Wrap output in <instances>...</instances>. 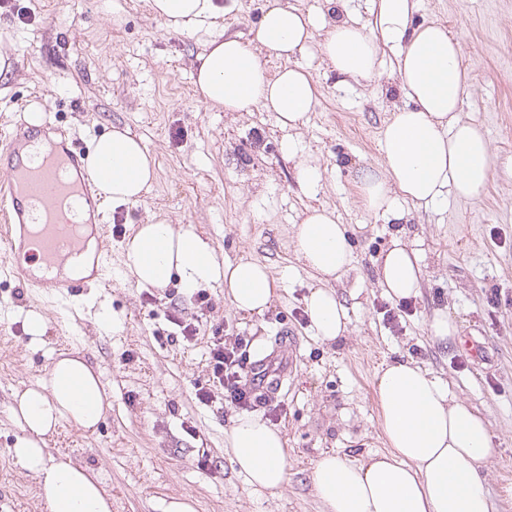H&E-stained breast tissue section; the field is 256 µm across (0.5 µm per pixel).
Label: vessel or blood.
Here are the masks:
<instances>
[{
	"label": "vessel or blood",
	"instance_id": "1",
	"mask_svg": "<svg viewBox=\"0 0 512 512\" xmlns=\"http://www.w3.org/2000/svg\"><path fill=\"white\" fill-rule=\"evenodd\" d=\"M33 137L23 125H16L0 141V244L11 261L22 253L37 256L44 270H53L73 250L79 249L82 237L73 225L58 223V206L71 198L93 204L91 176L83 167V152L77 141L62 144L57 150L34 157L29 149ZM99 242L94 257L93 275L105 281L108 273L109 227L96 225ZM48 287L58 298L70 299L83 293L85 280L48 279ZM296 340L279 335L269 354L250 367V388L259 396L279 393L295 368Z\"/></svg>",
	"mask_w": 512,
	"mask_h": 512
}]
</instances>
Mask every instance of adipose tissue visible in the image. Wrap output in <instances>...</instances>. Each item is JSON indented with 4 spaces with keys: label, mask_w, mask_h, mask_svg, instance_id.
Here are the masks:
<instances>
[{
    "label": "adipose tissue",
    "mask_w": 512,
    "mask_h": 512,
    "mask_svg": "<svg viewBox=\"0 0 512 512\" xmlns=\"http://www.w3.org/2000/svg\"><path fill=\"white\" fill-rule=\"evenodd\" d=\"M371 24L350 16V0L311 13L270 0L255 39L285 65L269 73L248 44L220 36L195 58L194 85L205 105L227 112L259 108L276 113L282 127L301 128L315 100L312 79L291 59L318 42L325 60L345 83L380 75L386 54L407 100L382 132L380 168L361 170L364 208L389 224H405L415 207L447 197L468 200L486 186L493 169L481 128L462 119L465 72L461 47L435 22L414 24L419 0H370ZM151 11L171 29L204 26L218 16L213 0H150ZM99 197L140 201L156 178L140 139L115 130L95 139L86 157ZM304 264L324 285L311 292L307 312L319 340L331 343L347 330V310L332 284L353 268L347 228L333 210L309 209L295 230ZM127 273L141 288H166L180 276L185 293L223 282L231 304L260 313L274 295L265 265L252 260L219 262L212 244L190 229L163 221L140 225L125 244ZM424 254L392 240L377 264L378 288L389 298L420 296ZM379 425L386 452L352 463L334 455L316 462L312 481L329 512H491L482 462L497 454L487 421L461 402L448 383L411 361L385 366L376 375ZM112 406L101 373L78 353L56 357L47 374L15 390L10 413L21 433L10 455L32 473L49 512H112V500L96 473L65 456L50 455L44 438L61 422L95 431ZM236 473L254 490L280 489L288 480L284 440L260 418L241 414L224 429Z\"/></svg>",
    "instance_id": "obj_1"
}]
</instances>
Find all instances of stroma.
<instances>
[{
	"label": "stroma",
	"instance_id": "1",
	"mask_svg": "<svg viewBox=\"0 0 512 512\" xmlns=\"http://www.w3.org/2000/svg\"><path fill=\"white\" fill-rule=\"evenodd\" d=\"M216 25L184 31L154 18L150 0H8L0 6V134L40 111L43 125L90 146L119 128L140 138L156 179L136 203L104 204L111 225L109 280L59 300L0 271V512H48L35 477L11 457L20 430L6 413L15 389L36 383L62 352H79L101 371L112 407L93 433L66 425L49 438L99 473L112 512H159L160 501L190 498L196 512H327L311 474L322 453L354 461L385 451L375 375L411 360L449 382L489 423L499 453L483 463L492 512H512V0H420L414 22L436 21L461 45L466 72L461 116L487 134L492 177L476 198L448 197L412 211L397 226L358 202L361 169L383 160L382 131L405 97L386 57L380 76L347 85L310 45L294 61L317 89L294 135L323 170L318 192L303 189L281 151L287 132L275 113L227 112L199 102L193 62L220 34L253 36L267 0H214ZM327 207L346 224L354 268L333 287L348 310L346 333L321 342L305 312L319 276L299 260L295 226L307 209ZM152 219L189 228L219 257L265 265L275 283L260 314L237 311L224 286H206V306L179 279L162 290L125 278L123 244ZM424 251L421 296L390 321L397 301L375 286L377 261L394 236ZM111 325L99 322L101 311ZM447 311L455 342L435 340L429 323ZM44 334L32 335L30 314ZM199 328L193 340L166 337L168 316ZM299 338L294 376L281 393L252 408L280 430L288 480L258 493L238 476L224 448L237 408L222 392L212 403L196 392L211 373L214 332L245 341L248 358L268 354L278 330ZM474 337L488 359L464 347Z\"/></svg>",
	"mask_w": 512,
	"mask_h": 512
}]
</instances>
